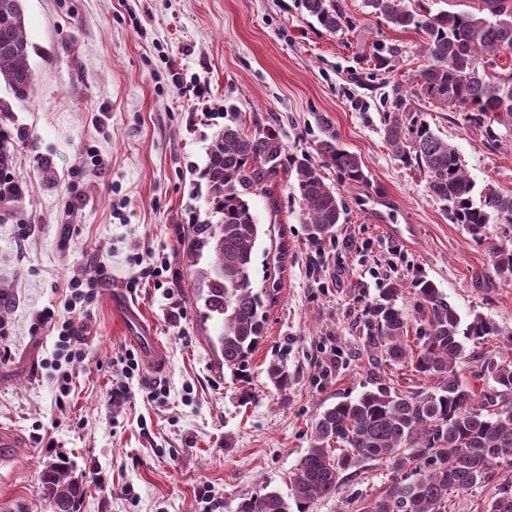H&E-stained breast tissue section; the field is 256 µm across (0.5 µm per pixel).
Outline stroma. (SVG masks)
<instances>
[{"mask_svg":"<svg viewBox=\"0 0 512 512\" xmlns=\"http://www.w3.org/2000/svg\"><path fill=\"white\" fill-rule=\"evenodd\" d=\"M336 3L354 26L332 34L301 0H23L37 84L27 101L0 86L11 107L0 116L14 137L10 172L24 185L17 201L0 202V426L25 445L0 458V512H50L39 473L59 456L84 488L79 512H232L248 493L289 495L326 408L380 384H436L371 343L367 309L391 280H432L462 320L480 314L499 325L484 343L464 341L455 367L466 388L492 387L485 359L512 353V283L492 261L502 232L493 224L485 242L472 241L383 136L395 91H409L426 62L420 35L392 29L363 0ZM379 43L400 50L386 73L371 61ZM228 103L247 129L275 128L287 154L314 159L316 119L326 117L368 176L349 185L324 168L347 213L323 242L310 239L287 173L274 188L277 208L250 197L258 223L275 227L255 247L253 285L275 293L244 382L218 365L209 339L220 326L194 298L181 244L190 225L218 221L198 171ZM413 115L457 148L477 187L512 192L511 144L436 103L414 101ZM377 196L397 223L417 226L414 240L383 232ZM161 261V277H144ZM100 262L104 286L70 315L82 356L63 395L50 367L57 336L32 324ZM116 297L155 328L163 371L127 377L123 356L138 347ZM273 363L287 368V389L269 380ZM124 383L128 397L113 398ZM392 476L388 461L368 462L310 512H361Z\"/></svg>","mask_w":512,"mask_h":512,"instance_id":"stroma-1","label":"stroma"}]
</instances>
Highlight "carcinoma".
Returning a JSON list of instances; mask_svg holds the SVG:
<instances>
[{"instance_id": "obj_1", "label": "carcinoma", "mask_w": 512, "mask_h": 512, "mask_svg": "<svg viewBox=\"0 0 512 512\" xmlns=\"http://www.w3.org/2000/svg\"><path fill=\"white\" fill-rule=\"evenodd\" d=\"M478 12H432L411 0H364L371 13L400 31L422 35L427 58L413 78L411 96L453 107L470 125L494 123L512 131V67L499 69L502 56L512 57V0H480ZM307 14L326 31L338 33L353 22L334 0H302ZM23 0H0V82L13 98L30 99L36 81L28 58ZM400 50L380 45L375 66L389 70ZM246 122L233 106L226 107L224 128L211 142L201 173L206 180L215 224L191 226L185 252L199 258L211 254L206 269L193 273L196 298L220 320L218 363L245 377L249 359L262 341L265 299L253 287L251 269L258 239L271 233L251 212L249 196L272 195V183L282 171L304 205V224L314 241L333 237L346 211L341 193L327 184L320 166L336 169L348 182L367 176L361 160L341 148L327 131L320 141L318 165L303 154L289 156L274 129L245 130ZM385 139L397 160L426 176L432 198L481 243L489 226L500 221L512 230V193L488 185L475 192L455 147L409 117L406 100L395 94L393 110L384 114ZM495 271L512 282V237L504 236L494 251ZM417 297L420 331L417 349L404 343L408 316L397 306L404 285L390 282L369 308L374 319L372 344L394 364H410L415 372L439 379L435 390L400 394L380 386L354 400L337 402L318 415L310 447L291 477L292 499L277 491L246 494L232 512H309L320 499L336 495L344 473L359 475L369 461L388 460L399 474L363 512H455L456 498L491 478L500 460L512 457V355L484 363L495 386L475 392L464 388L454 370L462 355L460 338L479 343L502 335L491 319L476 314L464 323L435 284L425 278L411 282ZM273 384L288 388V370L273 363ZM42 494L60 504V512H76L84 494L65 457L44 464ZM484 512H512V485L504 484Z\"/></svg>"}]
</instances>
